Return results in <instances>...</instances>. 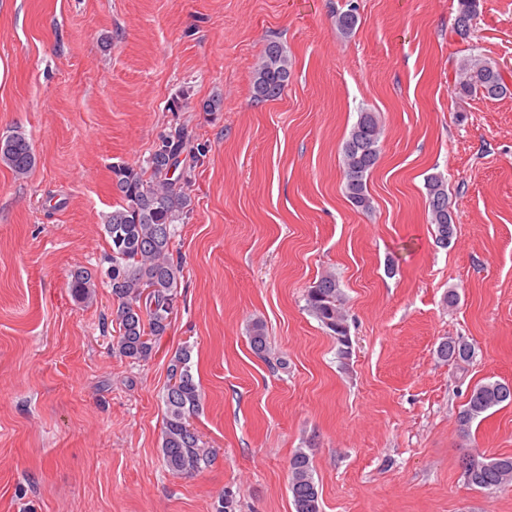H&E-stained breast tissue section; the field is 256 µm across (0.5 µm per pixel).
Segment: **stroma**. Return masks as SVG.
Here are the masks:
<instances>
[{
    "label": "stroma",
    "instance_id": "1",
    "mask_svg": "<svg viewBox=\"0 0 512 512\" xmlns=\"http://www.w3.org/2000/svg\"><path fill=\"white\" fill-rule=\"evenodd\" d=\"M359 26L337 34L336 9ZM0 0V134L36 164L0 165V512H294L305 451L322 512H512V487L468 485L470 455L512 456V405L462 428L471 389L512 383V95L459 96L476 52L512 85V0ZM292 76L254 102L268 41ZM181 97L173 112L169 103ZM217 98L220 111L204 112ZM381 120L374 208L344 191L360 110ZM185 127L204 147L172 254L176 308L151 359L115 356L111 291L74 299L117 198L112 165L140 164ZM448 183L454 235L429 224L427 176ZM335 273L350 350L306 309ZM458 301L448 305V291ZM261 322L268 358L251 350ZM448 336L474 348L443 361ZM190 347L210 461L176 476L161 452L163 393ZM334 26L336 31L344 36L351 37L359 26V14L357 5L349 3L345 10H336L334 15ZM457 14L454 19L452 32L461 40L470 38L471 21L476 17L479 0H457ZM0 164L23 177L34 167L35 155L25 134L14 130L0 136Z\"/></svg>",
    "mask_w": 512,
    "mask_h": 512
}]
</instances>
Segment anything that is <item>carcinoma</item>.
I'll use <instances>...</instances> for the list:
<instances>
[{"label": "carcinoma", "instance_id": "obj_1", "mask_svg": "<svg viewBox=\"0 0 512 512\" xmlns=\"http://www.w3.org/2000/svg\"><path fill=\"white\" fill-rule=\"evenodd\" d=\"M457 3L452 32L467 40L479 0H457ZM334 26L340 35L352 36L359 26L357 6L351 2L347 9L336 11ZM291 73V62L283 44L268 41L254 71V100L266 102L279 98L288 87ZM456 74V90L462 96L479 93L498 97L512 91L499 65L481 54L462 57ZM380 138L378 116L363 109L358 112L343 146L345 194L353 207L362 212L373 209L367 181L380 157ZM195 159L196 152L189 146L184 130L178 129L163 137L140 165L112 166V187L119 202L104 225L110 244V253L104 256V261L109 263L106 286L117 304L113 315L118 336L112 352L135 363L152 357L155 340L166 333L174 313L182 269L172 257L171 245L176 222L190 211L188 187ZM0 164L18 177L27 175L34 167L35 155L23 132L14 130L0 136ZM425 189L430 223L435 225L439 240L446 242L454 233L447 183L442 176L431 175L425 181ZM94 278L88 268L74 272L70 288L75 299L93 300ZM306 307L336 339L340 354H348L345 297L335 274L322 275L307 290ZM249 343L256 355L267 356L268 336L262 323L252 325ZM437 353L448 362L468 361L474 355V348L463 339L448 337L439 343ZM190 361V350L186 347L175 351L169 361L161 443L168 469L175 475L186 476L200 471L209 461V451L190 424V418L201 405V393ZM503 404H512V384L500 381L477 384L459 412L458 422L465 428ZM290 471L294 512H322L309 455L296 452ZM465 476L469 485L480 489L511 487L512 456L473 457L465 464Z\"/></svg>", "mask_w": 512, "mask_h": 512}]
</instances>
